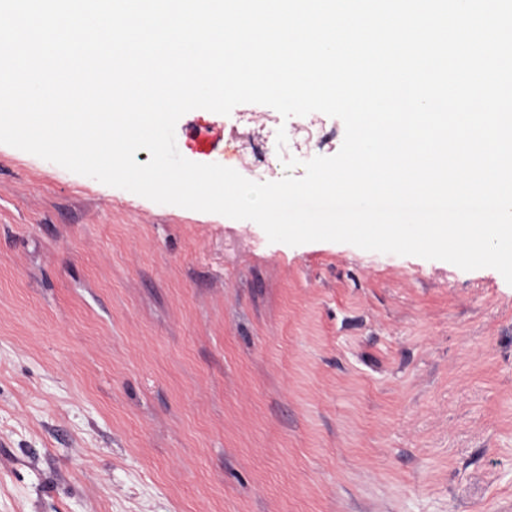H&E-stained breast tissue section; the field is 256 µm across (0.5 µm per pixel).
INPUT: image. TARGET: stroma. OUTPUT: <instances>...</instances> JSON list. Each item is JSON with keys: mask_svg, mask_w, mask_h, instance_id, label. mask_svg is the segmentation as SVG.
<instances>
[{"mask_svg": "<svg viewBox=\"0 0 512 512\" xmlns=\"http://www.w3.org/2000/svg\"><path fill=\"white\" fill-rule=\"evenodd\" d=\"M175 136L270 182L344 125L241 104ZM0 512H512V285L0 144Z\"/></svg>", "mask_w": 512, "mask_h": 512, "instance_id": "stroma-1", "label": "stroma"}]
</instances>
